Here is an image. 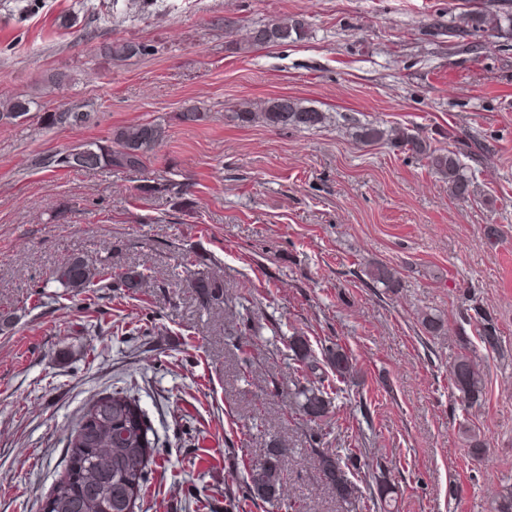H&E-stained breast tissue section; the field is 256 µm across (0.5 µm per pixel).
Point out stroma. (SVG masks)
I'll return each instance as SVG.
<instances>
[{
  "label": "stroma",
  "instance_id": "35a3bbf8",
  "mask_svg": "<svg viewBox=\"0 0 512 512\" xmlns=\"http://www.w3.org/2000/svg\"><path fill=\"white\" fill-rule=\"evenodd\" d=\"M501 2L0 0V100L28 93L51 111L96 112L62 129L34 111L0 121V512H40L83 408L119 389L139 400L159 451L135 512H224L225 487L278 438L290 502L246 499L244 512H347L311 463L316 438L363 473L387 469L393 512H494L512 487V40L459 17ZM293 16L309 23L303 41L239 50L255 23ZM132 40L154 54L98 52ZM281 95L326 124L236 120L240 104ZM190 105L202 121H179ZM151 121L168 136L148 168L178 174L185 204L139 191L124 171L34 164ZM370 122L448 149L471 142L474 197L455 199L387 142H360ZM489 224L501 229L493 242ZM74 254L116 272L146 265L159 285L63 288L51 275ZM187 254L221 272L224 300L189 288ZM373 262L396 269L399 288L373 284ZM474 298L502 349L482 354L485 395L467 409L449 371L458 334L478 337L460 321ZM425 313L445 335L425 332ZM229 315L249 335H227ZM148 320L153 333L139 334ZM293 335L352 358L323 420L298 410Z\"/></svg>",
  "mask_w": 512,
  "mask_h": 512
}]
</instances>
